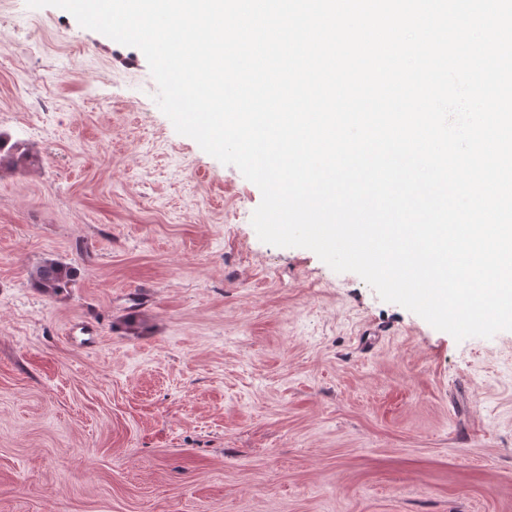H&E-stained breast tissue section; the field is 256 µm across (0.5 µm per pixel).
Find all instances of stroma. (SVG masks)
<instances>
[{"mask_svg":"<svg viewBox=\"0 0 512 512\" xmlns=\"http://www.w3.org/2000/svg\"><path fill=\"white\" fill-rule=\"evenodd\" d=\"M146 58L0 0V512H512V331L461 341L178 134ZM77 269L59 298L30 272ZM37 158L29 154L18 142L11 143L8 132L0 131V170L17 171L34 165Z\"/></svg>","mask_w":512,"mask_h":512,"instance_id":"35a3bbf8","label":"stroma"}]
</instances>
